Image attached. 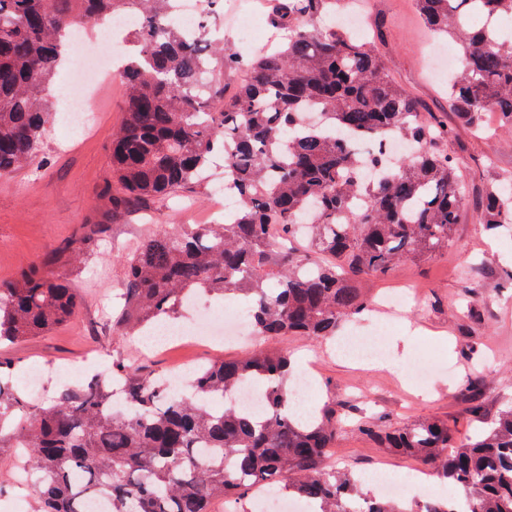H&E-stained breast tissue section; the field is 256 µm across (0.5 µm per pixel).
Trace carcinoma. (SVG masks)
<instances>
[{
    "instance_id": "1",
    "label": "carcinoma",
    "mask_w": 512,
    "mask_h": 512,
    "mask_svg": "<svg viewBox=\"0 0 512 512\" xmlns=\"http://www.w3.org/2000/svg\"><path fill=\"white\" fill-rule=\"evenodd\" d=\"M172 0H0V175L34 161L48 133L44 92L68 64L73 26L133 21L121 75L125 98L112 132L115 209L174 198L200 187L215 158L239 206L222 224H195L143 239L124 258L122 306L113 320L121 335L174 321L180 299L204 290L246 299L263 342L242 360L199 367L192 391L168 396L164 379L132 363L112 362L65 389L31 418L12 422L26 406L0 378V448H19L38 512H86L91 499L110 512H247L250 483L265 482L308 501L314 512H455L432 499L415 511L357 495L349 470H328L342 422L324 409L303 419L284 398L291 375L282 336L333 339L367 308L360 283L388 276L406 261L448 252L462 220L466 188L457 158L443 149L448 129L396 85L372 39L321 20L351 0H274L269 25L284 37L245 57L209 41L200 26L190 39L170 21ZM481 17L512 19V0H414L422 24L450 40L463 60L448 80V107L468 126L497 113L512 130V39ZM241 79L231 94L220 73ZM395 133L411 153L386 163L364 144ZM381 170L375 181L363 169ZM476 220L488 230L512 224V181L491 178ZM307 231L301 253L272 240ZM33 262L0 281V344L20 343L80 312L82 297ZM267 386L268 410L254 418L229 401L246 380ZM480 377H466L467 413L483 416ZM127 405L112 411L115 395ZM360 427L393 452L429 466L464 489L466 512H512V406L487 432L455 447L441 419L383 428ZM207 455L204 462L201 455Z\"/></svg>"
}]
</instances>
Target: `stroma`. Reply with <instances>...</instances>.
<instances>
[{"label": "stroma", "mask_w": 512, "mask_h": 512, "mask_svg": "<svg viewBox=\"0 0 512 512\" xmlns=\"http://www.w3.org/2000/svg\"><path fill=\"white\" fill-rule=\"evenodd\" d=\"M373 12L383 24L381 49L393 80L432 111H447L445 88L424 65L433 40L420 24L413 0H374ZM123 95L122 78H113L98 99L89 102L92 129L83 135L68 126L55 102H48L49 132L39 156L30 166L0 176V281L48 257L52 271L83 297L75 321L0 348V364L10 368L11 383L19 391L36 365L67 369L80 364L71 379L47 381L40 395L30 398L32 410L65 388L106 374L116 360L168 377L180 355L205 365L218 356L243 358L259 344L253 336L219 353L198 343L179 353L148 349L113 332L116 290L126 275L118 250L163 227L224 220L223 212L210 210V184L178 201L158 200L133 212H113L110 136L121 118ZM484 120L479 131L453 119L448 122V152L461 162L467 184L453 246L447 253L405 262L387 278L363 284L374 304L401 283L413 282L425 292L422 307L405 305L395 327H384V317L377 311L349 321L352 327L381 333L400 371L337 359L321 339L283 336L276 341L291 353L295 369L315 357L317 375L310 396L319 405L335 407L346 420L336 440L337 468L356 471L378 463L398 477L418 465L361 432V419L395 427L439 417L447 420L462 445L481 430L483 421L493 420L512 403V287L505 280L506 271L512 270V232L496 236L475 220L486 178L512 177V131L498 128L494 113H486ZM90 224L100 225L102 232L85 245L81 261H72L65 244L81 237ZM473 370L485 378L480 422L468 415L461 391Z\"/></svg>", "instance_id": "1"}]
</instances>
